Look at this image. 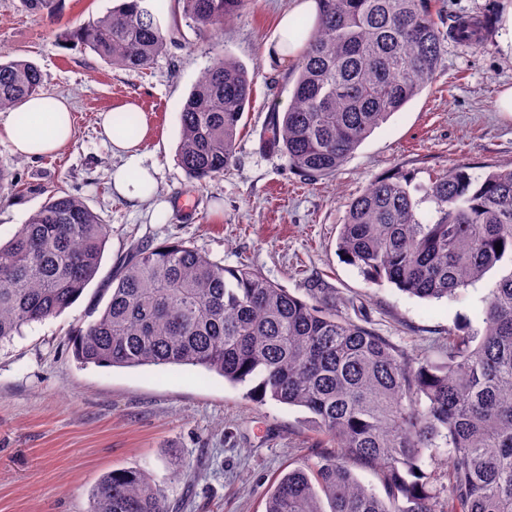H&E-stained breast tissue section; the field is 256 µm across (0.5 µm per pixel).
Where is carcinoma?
Listing matches in <instances>:
<instances>
[{
    "label": "carcinoma",
    "instance_id": "1",
    "mask_svg": "<svg viewBox=\"0 0 512 512\" xmlns=\"http://www.w3.org/2000/svg\"><path fill=\"white\" fill-rule=\"evenodd\" d=\"M22 2L48 17L57 4ZM250 2L175 0L164 26L146 0H123L67 38L114 67L147 70L181 24L221 26ZM321 2L288 108L273 104L259 139L310 182L335 176L433 82L444 37L476 50L489 23L459 17L445 34L432 0ZM41 88L32 62H0V111ZM252 93L234 58L218 54L204 69L180 115L177 160L191 179L205 184L231 166ZM108 238L81 198L59 190L0 243V343L71 307ZM336 248L367 278L420 299L454 298L498 272L482 299V332L448 333L434 362L398 349L368 316L343 312L320 277L300 297L252 266L226 267L166 240L126 256L97 318L72 331L70 350L98 367H200L249 386L260 404L307 410L316 445L278 480L265 512H512V168L476 175L454 163L413 188L399 173L380 177L350 202ZM357 469L373 472L384 494ZM88 512L168 505L149 474L129 468L100 479Z\"/></svg>",
    "mask_w": 512,
    "mask_h": 512
}]
</instances>
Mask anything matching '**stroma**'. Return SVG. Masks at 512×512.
<instances>
[{"label":"stroma","mask_w":512,"mask_h":512,"mask_svg":"<svg viewBox=\"0 0 512 512\" xmlns=\"http://www.w3.org/2000/svg\"><path fill=\"white\" fill-rule=\"evenodd\" d=\"M116 4L59 0L51 17L18 0L0 7V57L34 62L44 92L70 99L74 127L68 147L34 160L0 140V168L14 176L0 187V240L58 189L82 197L110 234L83 296L0 345V512H87L102 476L127 468L150 474L169 512H265L278 478L317 440L303 423L306 411L258 404L245 387L196 367L82 366L67 346L70 331L93 320L100 288L133 244L181 238L225 266L251 265L297 296L319 275L348 301L349 316L366 313L380 335L440 359L435 339L461 326L481 331V298L495 273L456 298L421 300L370 283L338 253V226L349 202L394 171L425 184L458 160L477 174L512 167V112L495 109L512 87V61L494 23L479 49L447 41L431 87L376 128L332 179L314 183L289 170L284 157L258 149L269 101L290 102L287 68L272 48L291 0H252L218 33L182 27L143 71L112 67L63 37ZM219 51L246 66L253 96L234 163L202 185L177 162L180 113ZM129 100L148 126L142 164L158 185L156 198L138 205L114 191L112 145L99 127L102 113Z\"/></svg>","instance_id":"obj_1"}]
</instances>
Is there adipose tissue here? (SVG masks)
<instances>
[{
	"label": "adipose tissue",
	"mask_w": 512,
	"mask_h": 512,
	"mask_svg": "<svg viewBox=\"0 0 512 512\" xmlns=\"http://www.w3.org/2000/svg\"><path fill=\"white\" fill-rule=\"evenodd\" d=\"M319 0H292L290 10L278 22L275 52L278 57L295 61L303 46L302 40H290L291 23L294 18H304L307 29H314L320 15ZM30 117L33 128L28 134L18 131L19 116ZM104 136L112 144V153L118 165L110 172L115 191L134 203L150 200L156 191V182L151 172L142 166L139 141H127L116 137L112 115H104L101 122ZM73 123L67 98L41 93L21 101L14 112L0 118V139L8 140L20 157L34 159L57 153L70 142Z\"/></svg>",
	"instance_id": "obj_1"
}]
</instances>
